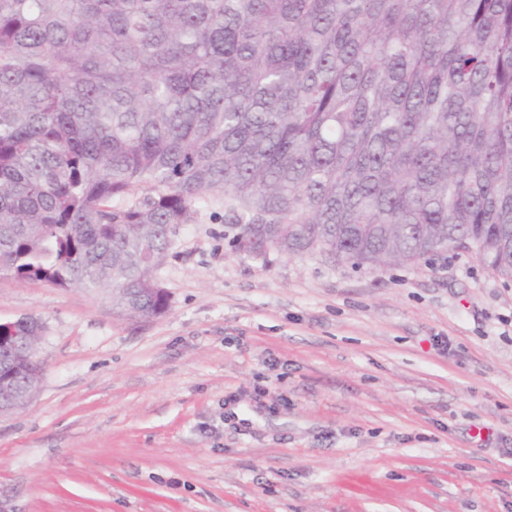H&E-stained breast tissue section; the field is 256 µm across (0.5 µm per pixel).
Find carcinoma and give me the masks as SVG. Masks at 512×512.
Listing matches in <instances>:
<instances>
[{
    "mask_svg": "<svg viewBox=\"0 0 512 512\" xmlns=\"http://www.w3.org/2000/svg\"><path fill=\"white\" fill-rule=\"evenodd\" d=\"M231 250L512 279V0H0V275L131 318Z\"/></svg>",
    "mask_w": 512,
    "mask_h": 512,
    "instance_id": "carcinoma-1",
    "label": "carcinoma"
}]
</instances>
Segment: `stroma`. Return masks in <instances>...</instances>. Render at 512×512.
<instances>
[{
    "instance_id": "stroma-1",
    "label": "stroma",
    "mask_w": 512,
    "mask_h": 512,
    "mask_svg": "<svg viewBox=\"0 0 512 512\" xmlns=\"http://www.w3.org/2000/svg\"><path fill=\"white\" fill-rule=\"evenodd\" d=\"M212 207L163 315L0 276L40 318L0 512H512V280L469 253L356 271L231 251Z\"/></svg>"
}]
</instances>
